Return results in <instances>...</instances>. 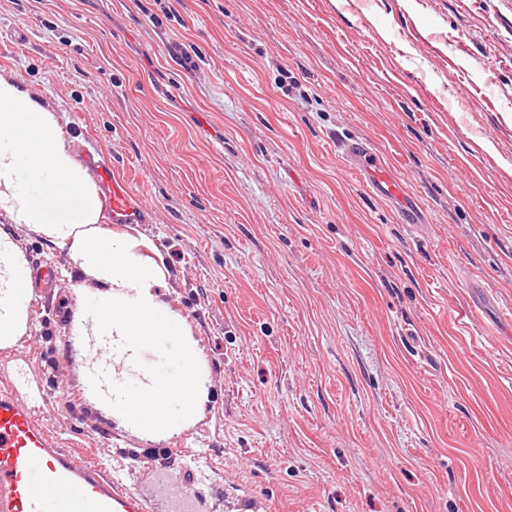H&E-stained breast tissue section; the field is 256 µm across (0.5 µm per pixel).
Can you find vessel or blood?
<instances>
[{
    "mask_svg": "<svg viewBox=\"0 0 512 512\" xmlns=\"http://www.w3.org/2000/svg\"><path fill=\"white\" fill-rule=\"evenodd\" d=\"M82 149L108 225L149 223L150 210L133 192L126 172L91 141H84ZM340 149L374 194L396 204L403 223H427L423 204L404 191L390 164L370 144L352 140L341 143ZM53 277V266H34L29 275L31 295L45 297ZM84 342L102 347L97 336L85 337ZM102 349L86 378L89 387L105 390L112 385V350ZM0 512H154V505L124 488L102 465L58 447L35 422L31 404L17 389L4 387L0 388Z\"/></svg>",
    "mask_w": 512,
    "mask_h": 512,
    "instance_id": "b4317fda",
    "label": "vessel or blood"
}]
</instances>
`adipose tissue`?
Returning a JSON list of instances; mask_svg holds the SVG:
<instances>
[{"label":"adipose tissue","instance_id":"obj_1","mask_svg":"<svg viewBox=\"0 0 512 512\" xmlns=\"http://www.w3.org/2000/svg\"><path fill=\"white\" fill-rule=\"evenodd\" d=\"M0 211L49 241L68 245L75 260L101 284L98 303L109 320L94 323L93 333L112 339L113 413L148 437L194 418L204 401L196 369L175 374L176 412L160 406L145 411L142 402L154 394L155 375L147 372L135 381L127 372L152 347L155 329L147 316L161 314L175 336L185 332L182 318L155 293L163 279L161 267L143 260L134 236L110 240L103 235L99 193L85 165L66 145L56 112L5 68L0 69ZM22 275L12 243L0 237L1 342L20 332Z\"/></svg>","mask_w":512,"mask_h":512}]
</instances>
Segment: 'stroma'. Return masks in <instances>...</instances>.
Returning a JSON list of instances; mask_svg holds the SVG:
<instances>
[{"mask_svg": "<svg viewBox=\"0 0 512 512\" xmlns=\"http://www.w3.org/2000/svg\"><path fill=\"white\" fill-rule=\"evenodd\" d=\"M0 68L129 172L151 221L112 233L162 265L207 388L153 441L92 404L73 319L101 286L1 211L56 283L0 383L41 389L60 447L155 500L166 469L203 512H512V0H0ZM340 149L349 166L374 194L397 205L403 224H430L423 204L404 191L393 168L370 144L352 140L341 143Z\"/></svg>", "mask_w": 512, "mask_h": 512, "instance_id": "obj_1", "label": "stroma"}]
</instances>
